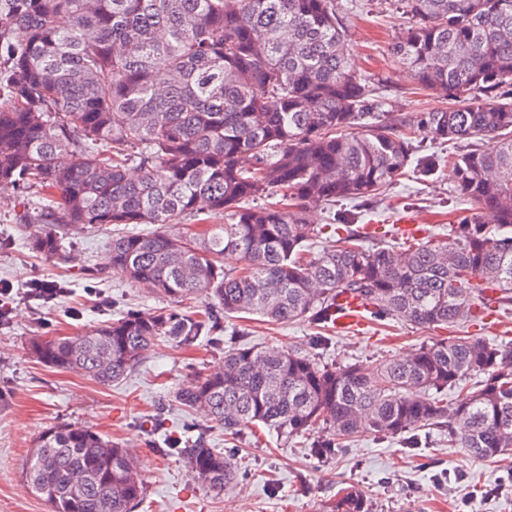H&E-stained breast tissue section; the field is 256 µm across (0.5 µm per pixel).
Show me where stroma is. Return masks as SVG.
I'll use <instances>...</instances> for the list:
<instances>
[{
	"instance_id": "stroma-1",
	"label": "stroma",
	"mask_w": 512,
	"mask_h": 512,
	"mask_svg": "<svg viewBox=\"0 0 512 512\" xmlns=\"http://www.w3.org/2000/svg\"><path fill=\"white\" fill-rule=\"evenodd\" d=\"M347 30L346 49L358 74L383 81L379 98L386 111L413 115L446 108L436 92L418 88L394 61V38L409 24L394 0H336ZM452 175L442 171L422 182L407 174L379 195L322 205L307 219L329 224L343 212L361 224L406 225L415 238L448 234L454 215L465 205L452 192ZM0 203V281L20 293L31 280L56 285L47 303L17 298L10 315L0 321V512H50L22 477V466L36 437L56 423L91 427L112 442L141 451L148 485L135 512H332L342 488L359 489L371 512H512V488H501L512 456L476 459L448 445L442 428L418 430L419 445L366 434L322 457L312 438L286 442L275 431L254 441L249 430L237 435L210 428V447L230 455L237 479L215 494L191 473L181 455L164 452L170 437L191 445L202 418L187 411L174 395L194 378L213 372L224 352L239 345L297 349L328 365L357 364L369 370L444 338L470 336L512 341V304L494 305L483 320L440 329L405 322H369L353 334L320 328L307 321L271 324L254 316L222 320L220 331L183 344L161 337L139 366L122 382L101 385L79 373L38 362L28 349L33 336H74L111 322L126 311L173 310L197 316L213 307L199 297L177 302L159 299L114 275L108 266L111 229L83 228L64 233L62 244L74 254L63 263L32 252L22 214H36L37 190L24 197L5 192ZM163 429H156V418Z\"/></svg>"
}]
</instances>
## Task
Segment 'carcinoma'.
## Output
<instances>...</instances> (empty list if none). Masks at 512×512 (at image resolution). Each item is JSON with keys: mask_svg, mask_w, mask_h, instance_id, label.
<instances>
[{"mask_svg": "<svg viewBox=\"0 0 512 512\" xmlns=\"http://www.w3.org/2000/svg\"><path fill=\"white\" fill-rule=\"evenodd\" d=\"M397 2L413 24L393 58L447 108L381 111L347 57L336 0H0V189L46 192L36 215L21 216L29 248L67 262L61 230L112 226V273L218 308L196 319L131 312L76 336H36L32 354L110 385L157 338L190 342L218 328L220 312L323 327L351 293L377 321L448 327L511 291L512 99L502 89L512 85V0ZM422 132L466 150L416 159ZM75 152L81 160L67 162ZM411 163L425 179L450 168L471 205L448 236L373 248L366 241L389 231L342 222L313 250L310 208L368 197ZM211 213L224 223L200 238L165 231ZM226 253L240 267L225 269ZM473 375L481 385L444 398ZM176 398L230 434L326 430L315 444L325 454L363 434L413 448L412 431L445 423L448 446L496 457L512 452V343L458 336L369 374L242 345ZM180 453L210 491L233 483V459L204 435ZM22 475L51 512H133L147 492L126 449L71 424L42 431ZM334 512H367L366 502L343 489Z\"/></svg>", "mask_w": 512, "mask_h": 512, "instance_id": "cac0c4a2", "label": "carcinoma"}]
</instances>
